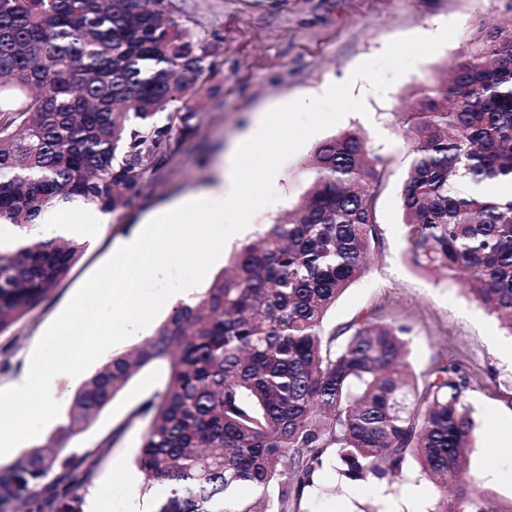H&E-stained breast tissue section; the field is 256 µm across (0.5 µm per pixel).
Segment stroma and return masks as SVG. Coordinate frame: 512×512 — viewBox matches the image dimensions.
Returning <instances> with one entry per match:
<instances>
[{
    "label": "stroma",
    "instance_id": "35a3bbf8",
    "mask_svg": "<svg viewBox=\"0 0 512 512\" xmlns=\"http://www.w3.org/2000/svg\"><path fill=\"white\" fill-rule=\"evenodd\" d=\"M184 26L222 39L213 92L203 94L193 132L179 138L160 164L149 186L132 206L111 213L95 242L85 243L81 259L40 307L12 329L9 368L0 386L25 372L46 366L48 349L37 342L54 336L56 324L77 316L95 335H73L79 346L76 377L62 380L54 400L69 413L76 391L108 358L103 343L116 352L138 345V338L109 336L111 301L84 293L85 284L108 274L124 280L128 269L107 267L112 249L153 209L197 189L209 180L259 113L317 93L347 80L360 63L378 57L396 38L438 33L455 21V37L421 59L385 92L357 81L352 94L362 97L366 114L351 113L312 136L286 160L274 178L278 196L261 209L250 225L232 236L210 269L217 276L230 267L240 246L257 238L263 225L284 216L308 185L306 165L315 147L341 132L362 134L372 154L389 161L388 179L377 203L381 229L379 256L329 310L325 326L340 329L369 317L395 320L410 327L409 361L414 372L451 359L462 365L471 387L468 401L475 423L468 450L467 481L501 504L512 503V337L500 321L470 301L451 281L423 274L407 261L400 190L409 166V140L401 114L424 84L442 78L451 60L474 50L495 29L512 25V0H172ZM56 344L63 337L54 336ZM167 379L164 367L141 369L125 389L76 437V448L96 447L116 427L126 431L112 448L83 494V512H132L143 476L135 459L141 444L140 425H127L131 411ZM438 494L417 464H409L406 480L387 485L373 479L351 480L338 463L327 461L313 488L290 512H434Z\"/></svg>",
    "mask_w": 512,
    "mask_h": 512
}]
</instances>
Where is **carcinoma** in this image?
I'll return each mask as SVG.
<instances>
[{
    "label": "carcinoma",
    "instance_id": "1",
    "mask_svg": "<svg viewBox=\"0 0 512 512\" xmlns=\"http://www.w3.org/2000/svg\"><path fill=\"white\" fill-rule=\"evenodd\" d=\"M220 38L191 33L165 0H0V223L29 230L47 208L128 206L216 72ZM401 188L408 260L443 271L512 336V29L453 60L403 117ZM387 164L346 131L320 143L310 184L286 217L241 245L229 272L154 334L112 355L75 394L48 446L0 466V512H83L116 434L62 453L149 365L167 380L131 413L142 491L154 512H258L243 483L277 493L279 512L314 486L333 454L349 479L390 485L414 460L436 512H512L465 479L473 419L461 367L416 375L410 328L382 319L327 332L328 311L375 262ZM84 251L22 237L0 248V336L42 305Z\"/></svg>",
    "mask_w": 512,
    "mask_h": 512
}]
</instances>
